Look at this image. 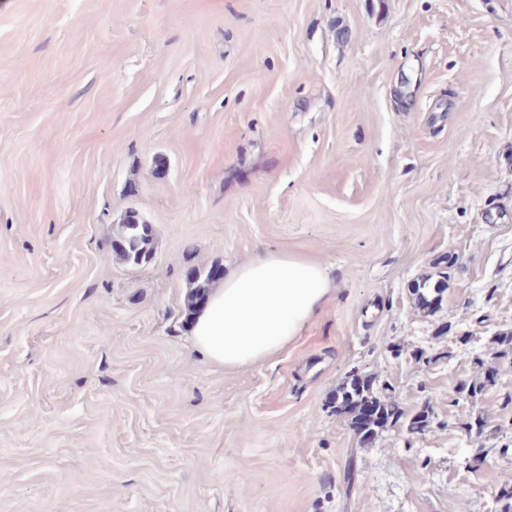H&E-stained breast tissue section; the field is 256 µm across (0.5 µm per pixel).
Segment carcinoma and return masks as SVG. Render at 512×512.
Returning a JSON list of instances; mask_svg holds the SVG:
<instances>
[{
    "instance_id": "1",
    "label": "carcinoma",
    "mask_w": 512,
    "mask_h": 512,
    "mask_svg": "<svg viewBox=\"0 0 512 512\" xmlns=\"http://www.w3.org/2000/svg\"><path fill=\"white\" fill-rule=\"evenodd\" d=\"M152 252L151 225L130 211L121 221V239L118 245V256L127 264H137L148 259ZM216 281L213 270L199 268L188 278L190 293L188 305L198 306L199 300L210 290ZM339 407L355 413L354 423H362L366 428L364 436H374L377 430L395 426L406 419L405 412L396 401L378 395L371 383L357 377L348 382V386L340 389L336 396Z\"/></svg>"
}]
</instances>
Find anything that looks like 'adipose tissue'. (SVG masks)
I'll return each mask as SVG.
<instances>
[{
	"instance_id": "adipose-tissue-1",
	"label": "adipose tissue",
	"mask_w": 512,
	"mask_h": 512,
	"mask_svg": "<svg viewBox=\"0 0 512 512\" xmlns=\"http://www.w3.org/2000/svg\"><path fill=\"white\" fill-rule=\"evenodd\" d=\"M331 292L322 263L288 252L256 254L210 292L191 325V346L216 367L266 359L302 335Z\"/></svg>"
}]
</instances>
